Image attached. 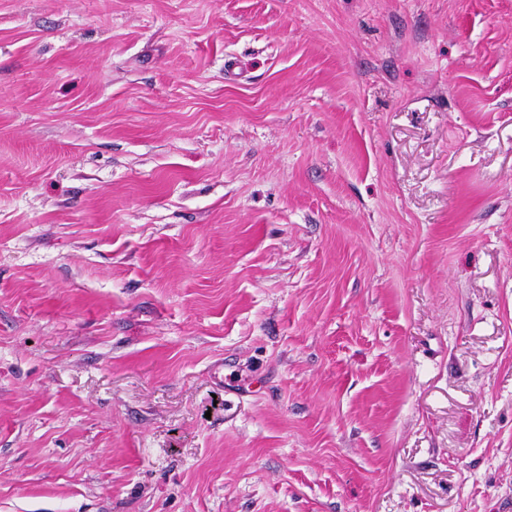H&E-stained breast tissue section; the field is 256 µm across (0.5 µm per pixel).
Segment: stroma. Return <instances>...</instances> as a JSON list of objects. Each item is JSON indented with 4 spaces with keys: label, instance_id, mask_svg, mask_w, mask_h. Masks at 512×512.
<instances>
[{
    "label": "stroma",
    "instance_id": "1",
    "mask_svg": "<svg viewBox=\"0 0 512 512\" xmlns=\"http://www.w3.org/2000/svg\"><path fill=\"white\" fill-rule=\"evenodd\" d=\"M0 512H512V0H0Z\"/></svg>",
    "mask_w": 512,
    "mask_h": 512
}]
</instances>
